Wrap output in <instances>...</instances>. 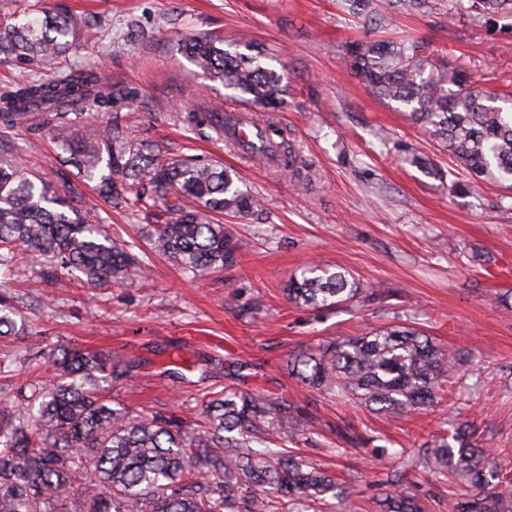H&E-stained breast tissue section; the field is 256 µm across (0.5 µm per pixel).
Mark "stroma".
I'll use <instances>...</instances> for the list:
<instances>
[{
  "label": "stroma",
  "instance_id": "obj_1",
  "mask_svg": "<svg viewBox=\"0 0 512 512\" xmlns=\"http://www.w3.org/2000/svg\"><path fill=\"white\" fill-rule=\"evenodd\" d=\"M61 9L83 21L77 59L138 92L90 124L117 120L169 156L220 161L264 203L251 216L225 217L237 260L202 279L155 255L148 281L107 288L32 266L8 286L29 338H0V360L11 363L0 393L47 383L44 353L95 349L133 363L110 397L135 413L193 421L204 395L227 385L278 397L307 421L294 443L300 458L336 471L343 495L335 512H382L377 489L390 480L418 496L424 512H448L449 495L466 486L447 489L403 459L452 423L472 425L492 463L512 476V189L476 181L345 61L352 41L419 40L432 61L500 92L512 84V18H452L438 0L425 13L392 15L382 34L344 0H0V24ZM198 32L247 37L283 66L286 91L273 118L310 166L308 186L179 121L193 99L239 106L180 53V40ZM1 135L57 191L77 186L81 210L99 213L113 239L141 242V224L83 183L52 132L0 127ZM310 262L348 271L359 298L325 309L289 301V278ZM395 325L421 326L443 349L468 353L465 389L393 420L330 401L287 369L288 358L320 341Z\"/></svg>",
  "mask_w": 512,
  "mask_h": 512
}]
</instances>
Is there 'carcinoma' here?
<instances>
[{
	"label": "carcinoma",
	"mask_w": 512,
	"mask_h": 512,
	"mask_svg": "<svg viewBox=\"0 0 512 512\" xmlns=\"http://www.w3.org/2000/svg\"><path fill=\"white\" fill-rule=\"evenodd\" d=\"M384 9L425 12L434 0H384ZM512 16V0H448V15ZM80 22L45 12L22 25H0V62L31 71L0 96V126L48 129L70 162L109 207L148 226L152 253L182 272L203 277L236 262L237 242L221 221L259 210L235 170L193 157H167L142 147L117 122L75 134L90 112H110L137 92L114 88L91 67L44 79L32 67L76 52ZM182 55L235 97L268 112L283 102L284 72L267 65L261 47L224 45L207 33L187 38ZM418 42L360 41L346 48L351 70L374 96L404 108L439 140L458 165L488 182L512 183V100L465 87L466 75L423 55ZM182 122L224 136V119L191 104ZM0 140V270L25 275L28 263L77 271L102 288L148 265L117 242L103 218H72L75 190L58 193L13 158ZM288 299L323 308L351 302L359 283L345 270L308 265L289 279ZM10 297L0 293V336H24ZM53 379L30 392L0 396V512H323L339 498L336 477L284 450L302 431L298 418L260 392L227 386L203 401L198 425L163 415H134L112 407L106 386L128 376L130 364L112 356L62 350L47 358ZM459 371L425 331L382 327L332 339L293 358L292 372L321 394L358 402L394 418L430 407ZM268 435L253 449L255 435ZM410 466L451 476L476 493L448 503V512H512L488 450L466 430L426 443ZM385 512H423L402 491L384 490Z\"/></svg>",
	"instance_id": "carcinoma-1"
}]
</instances>
